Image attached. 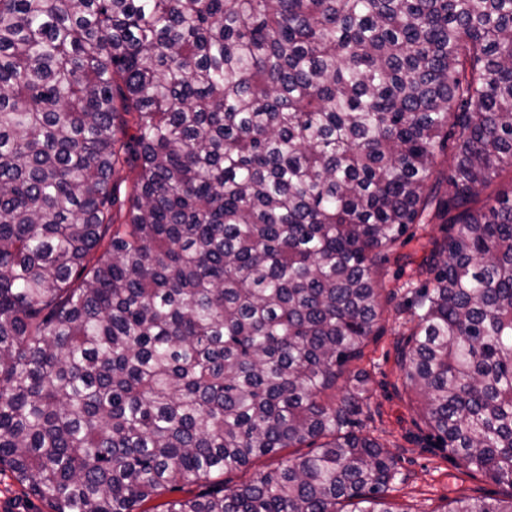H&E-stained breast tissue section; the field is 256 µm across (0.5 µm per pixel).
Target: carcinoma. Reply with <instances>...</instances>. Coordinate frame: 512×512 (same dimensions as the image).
I'll return each mask as SVG.
<instances>
[{
	"mask_svg": "<svg viewBox=\"0 0 512 512\" xmlns=\"http://www.w3.org/2000/svg\"><path fill=\"white\" fill-rule=\"evenodd\" d=\"M508 168L512 0H0V465L50 512H396L349 366L437 221L398 365L510 489L443 512H512ZM298 450L299 452H307L310 449L308 448H287L279 455H276L272 458H262L257 460L249 471L246 473H236L230 475H224V480L227 482L228 486L239 485L242 482L248 480V478L252 475L253 472L257 470H265L267 468L275 467L279 462L283 461L288 455H291L293 452Z\"/></svg>",
	"mask_w": 512,
	"mask_h": 512,
	"instance_id": "1",
	"label": "carcinoma"
}]
</instances>
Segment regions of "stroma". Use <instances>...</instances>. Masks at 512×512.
Returning <instances> with one entry per match:
<instances>
[{"label": "stroma", "instance_id": "35a3bbf8", "mask_svg": "<svg viewBox=\"0 0 512 512\" xmlns=\"http://www.w3.org/2000/svg\"><path fill=\"white\" fill-rule=\"evenodd\" d=\"M436 224H417L399 248L408 264L387 261L381 265L387 290L394 298L370 337L363 358L356 367L364 371L369 389V405L358 416L356 429L376 438L397 460L398 475L391 502L400 512H441L457 497L488 501L504 497L499 485L468 470L459 459L439 449L422 420L420 398L405 389L397 365L398 349L404 340V309L408 297L404 289L410 263L420 262L429 239L442 237ZM0 512H50L47 505L28 494L8 467L0 466Z\"/></svg>", "mask_w": 512, "mask_h": 512}]
</instances>
